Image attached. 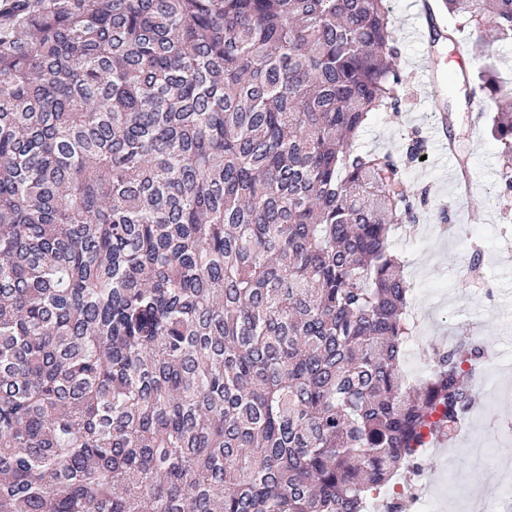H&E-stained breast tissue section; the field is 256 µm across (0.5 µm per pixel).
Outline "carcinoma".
Here are the masks:
<instances>
[{
	"mask_svg": "<svg viewBox=\"0 0 512 512\" xmlns=\"http://www.w3.org/2000/svg\"><path fill=\"white\" fill-rule=\"evenodd\" d=\"M398 53L385 0L0 4V512H368L453 438L485 347L407 377L390 244L423 140L355 146Z\"/></svg>",
	"mask_w": 512,
	"mask_h": 512,
	"instance_id": "cac0c4a2",
	"label": "carcinoma"
}]
</instances>
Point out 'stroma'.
Listing matches in <instances>:
<instances>
[{"label": "stroma", "instance_id": "35a3bbf8", "mask_svg": "<svg viewBox=\"0 0 512 512\" xmlns=\"http://www.w3.org/2000/svg\"><path fill=\"white\" fill-rule=\"evenodd\" d=\"M398 47L395 65L406 81L401 114L396 118L385 112L372 114L359 133L357 145L363 150H394L415 132L427 140L425 160L407 168L405 179L413 189L430 188L431 212L425 217L430 229L424 232L406 226L394 235L406 278L414 287L415 326L424 336L443 342L465 335L491 345L494 356L501 359V379L512 380V208L504 209L496 198L501 146L492 137L486 119L475 127L469 122L472 109H479L487 118L495 112V103L484 95L471 94L462 85L449 102L457 115V152L468 156L471 174L470 198L459 197L450 177L452 159L446 149L430 140L436 119L434 105L418 80L421 45L401 36ZM443 208L448 211L452 229L440 233L433 229V213ZM473 244L485 249L487 285L483 288L466 286V274L460 267ZM476 387L480 393L477 434L491 442L512 429V403L496 402L493 386L485 381H477ZM454 448L459 459L450 470L444 469L441 454L423 456L415 484L430 489L440 478H447L453 512H465L468 502L477 497L495 498L497 512H512V496L499 494L507 475L481 464L468 443L456 442Z\"/></svg>", "mask_w": 512, "mask_h": 512}]
</instances>
